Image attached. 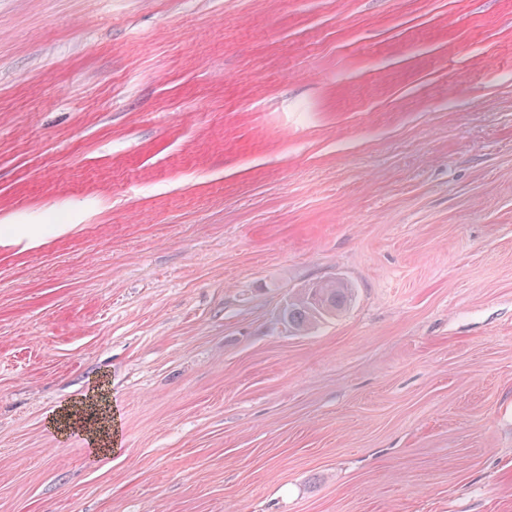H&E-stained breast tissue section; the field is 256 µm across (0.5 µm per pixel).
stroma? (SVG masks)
Instances as JSON below:
<instances>
[{"label":"stroma","instance_id":"obj_1","mask_svg":"<svg viewBox=\"0 0 512 512\" xmlns=\"http://www.w3.org/2000/svg\"><path fill=\"white\" fill-rule=\"evenodd\" d=\"M1 225L0 512H512V0H0ZM299 288L288 301L284 320L298 333H306L319 323L344 312L352 303L353 289L344 282ZM49 422L62 434L76 430L74 426L78 425L93 447L101 451L112 448V413L103 392L94 391L80 401L61 407Z\"/></svg>","mask_w":512,"mask_h":512}]
</instances>
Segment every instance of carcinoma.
Returning a JSON list of instances; mask_svg holds the SVG:
<instances>
[{
  "mask_svg": "<svg viewBox=\"0 0 512 512\" xmlns=\"http://www.w3.org/2000/svg\"><path fill=\"white\" fill-rule=\"evenodd\" d=\"M353 289L344 282L299 288L288 301L284 320L298 333H306L319 323L344 312L352 303Z\"/></svg>",
  "mask_w": 512,
  "mask_h": 512,
  "instance_id": "obj_1",
  "label": "carcinoma"
}]
</instances>
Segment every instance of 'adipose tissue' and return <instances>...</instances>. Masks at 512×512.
<instances>
[{"label": "adipose tissue", "instance_id": "ef3b65f1", "mask_svg": "<svg viewBox=\"0 0 512 512\" xmlns=\"http://www.w3.org/2000/svg\"><path fill=\"white\" fill-rule=\"evenodd\" d=\"M50 425L62 434L80 429L91 445L100 450L106 451L112 446V415L102 392H92L80 401L61 407L51 416Z\"/></svg>", "mask_w": 512, "mask_h": 512}]
</instances>
